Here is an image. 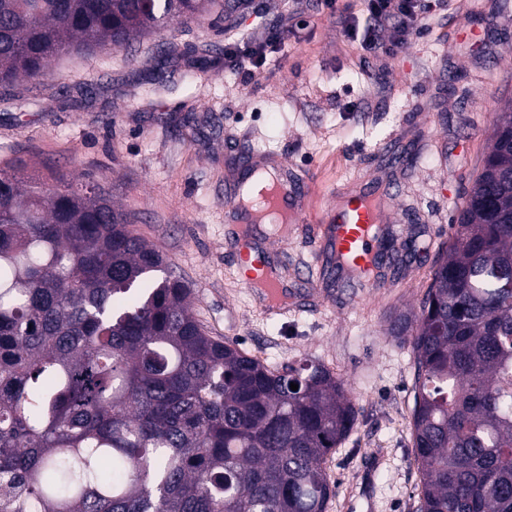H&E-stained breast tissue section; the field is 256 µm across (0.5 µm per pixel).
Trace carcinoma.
I'll use <instances>...</instances> for the list:
<instances>
[{"label": "carcinoma", "instance_id": "carcinoma-1", "mask_svg": "<svg viewBox=\"0 0 512 512\" xmlns=\"http://www.w3.org/2000/svg\"><path fill=\"white\" fill-rule=\"evenodd\" d=\"M213 4L0 0V85ZM452 228L389 328L416 361V512H512V111ZM190 295L103 186L0 166V512H326L343 381L209 335Z\"/></svg>", "mask_w": 512, "mask_h": 512}]
</instances>
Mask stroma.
Listing matches in <instances>:
<instances>
[{
  "mask_svg": "<svg viewBox=\"0 0 512 512\" xmlns=\"http://www.w3.org/2000/svg\"><path fill=\"white\" fill-rule=\"evenodd\" d=\"M289 10L287 0L232 14L218 4L134 53L67 55L39 80L0 85V162L100 183L189 283L209 335L344 380L359 416L327 462V512H414L415 362L387 320L418 311L512 102V0H453L390 57L363 56L324 0H303L297 37L262 72L225 67L230 35L263 33ZM243 158L287 171L298 221L230 223L224 192ZM367 189L383 213L377 288L336 270L326 222L338 197ZM247 247L286 283L287 313L246 285Z\"/></svg>",
  "mask_w": 512,
  "mask_h": 512,
  "instance_id": "stroma-1",
  "label": "stroma"
}]
</instances>
